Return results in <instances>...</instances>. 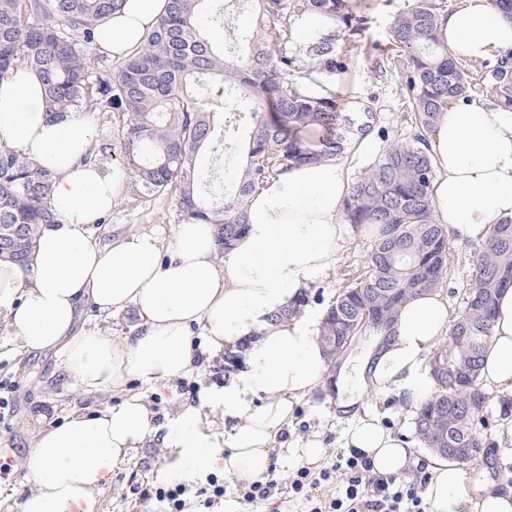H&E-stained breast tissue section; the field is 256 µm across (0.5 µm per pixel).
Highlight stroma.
<instances>
[{"mask_svg": "<svg viewBox=\"0 0 512 512\" xmlns=\"http://www.w3.org/2000/svg\"><path fill=\"white\" fill-rule=\"evenodd\" d=\"M409 0H370L371 21L364 39L346 43L341 51L346 59L345 70L330 75L328 81L338 95L351 102L370 104L377 115L378 125L365 140V149H353L342 157L350 179L362 177L378 160L386 139L403 137L412 129V114L403 103V96L394 73H379L376 58L385 45L387 30L394 15L407 6ZM249 115H241L236 123L225 126V136L237 144L235 153L223 157L206 152L203 166L217 169L224 182L233 181L241 169L243 149L250 133ZM186 220L175 198L142 202L135 200L129 187H122L111 212L97 216L91 228L101 247L113 241L140 233L172 234L177 224ZM368 237L365 232L346 227L343 242L336 250V262L325 272L311 277L307 287L318 294L309 310L322 314L327 302L333 300L339 287L353 280L364 270ZM138 325L133 307L107 317L94 309L83 312L79 328L112 336L130 335ZM58 358L54 353L25 351L16 338L7 318L0 316V396L8 398L13 412L0 421V455L10 460L8 478L0 479V512H20V505L31 491L27 476V461L38 415L64 419L75 409H104L119 405L126 393L143 391L159 426L171 424L179 413L180 404L188 400V388L201 391L223 388L229 381L224 376L223 357L199 363L190 374L171 379L163 386L141 389L139 383L125 390H105L93 394L71 388L61 378ZM339 396L331 398L326 389L295 399L288 425L273 443V454L285 448L304 447L310 438L321 441L325 453L323 462L343 454L344 440L352 424L351 418L336 412L337 400L357 399L358 407L377 414L384 425L394 432L412 433V410L399 391L377 392L368 385L351 381L341 373ZM489 427L485 432L490 446L486 459L478 469L496 482L512 481V396L489 395L485 407ZM166 449L146 445L135 450L126 462L117 467L104 485L100 512H159V503L133 494L141 484L152 486L174 481L167 469Z\"/></svg>", "mask_w": 512, "mask_h": 512, "instance_id": "obj_1", "label": "stroma"}]
</instances>
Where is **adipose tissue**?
<instances>
[{
	"instance_id": "obj_1",
	"label": "adipose tissue",
	"mask_w": 512,
	"mask_h": 512,
	"mask_svg": "<svg viewBox=\"0 0 512 512\" xmlns=\"http://www.w3.org/2000/svg\"><path fill=\"white\" fill-rule=\"evenodd\" d=\"M164 5L126 0L100 27L98 50L126 57ZM440 36L453 54L486 60L512 47V23L493 0H462L442 18ZM90 140L83 117L48 116L43 85L29 68L0 80V142L54 173L51 205L58 216L43 227L27 269L0 261V314L25 350L60 351L64 374L85 390H117L132 381L156 387L189 372L193 326L203 328L205 352L218 355L336 260L349 184L346 168L335 160L290 168L253 193L250 229L224 260L216 258L212 225L193 219L176 225L166 244L144 233L101 248L88 226L111 211L118 185L84 163ZM431 149L437 222L458 240L483 241L493 222L512 215V112L479 102L451 104L435 125ZM128 306L141 321L136 335L86 334L77 327L85 308L109 316ZM447 322L448 302L439 293L407 303L397 340L375 368L374 390L400 388L412 405L427 398L432 380L426 353ZM326 374L315 324L303 319L267 330L236 382L208 394L212 409L243 419L229 445H221L201 410L187 403L173 425L158 432L136 395L105 411L73 412L60 423L39 417L28 458L33 489L21 512H99L98 492L112 471L154 437L173 455L177 475L191 478L220 465L228 474L262 476L292 400L320 387ZM482 380L487 389L512 392V287L498 297ZM260 393L264 402L253 405ZM345 448L382 476L402 473L416 453L412 439L389 432L368 411L348 431ZM430 469L428 494L436 512H512V486L484 483L473 503L468 470L437 457Z\"/></svg>"
}]
</instances>
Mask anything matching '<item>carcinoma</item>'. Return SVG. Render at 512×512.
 Masks as SVG:
<instances>
[{
  "label": "carcinoma",
  "instance_id": "carcinoma-1",
  "mask_svg": "<svg viewBox=\"0 0 512 512\" xmlns=\"http://www.w3.org/2000/svg\"><path fill=\"white\" fill-rule=\"evenodd\" d=\"M125 2L0 0V80L18 66L36 71L54 118L68 112L122 117L116 146L92 148L84 160L95 163L107 150H119L135 195L174 196L187 217L214 225L218 257L249 229L247 200L259 185L296 165L337 160L356 136L373 130L371 107L363 108L366 121L357 123L330 87L296 75L289 51L294 20L326 17L331 27L315 29L304 53L321 73L345 69L337 44L360 40L369 24L356 0H249L253 22L239 36L243 49L233 53L204 32L212 0H167L156 25L118 65L91 63L87 47ZM444 13L443 0H413L388 29L383 61L396 74L415 127L386 145L343 201L345 221L367 229L370 238L365 270L328 302L319 325L333 376L361 348L362 374L372 377V352L396 342L402 307L441 289L450 272V232L437 223L430 195L436 176L430 137L439 115L477 95L512 112V48L493 63L451 57L439 38ZM215 90L232 111L253 119L246 165L234 190L223 194L207 188L199 163L201 151L225 147L206 108ZM54 180L50 169L0 143V257L21 269L42 227L58 223L51 206ZM511 284L512 216H502L473 256L448 339L430 353L435 392L413 409L415 438L442 458L448 446L488 448L481 370L497 296ZM309 302V292L300 289L266 317L267 325L299 318Z\"/></svg>",
  "mask_w": 512,
  "mask_h": 512
}]
</instances>
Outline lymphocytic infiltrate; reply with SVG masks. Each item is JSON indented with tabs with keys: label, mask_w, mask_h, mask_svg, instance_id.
Here are the masks:
<instances>
[{
	"label": "lymphocytic infiltrate",
	"mask_w": 512,
	"mask_h": 512,
	"mask_svg": "<svg viewBox=\"0 0 512 512\" xmlns=\"http://www.w3.org/2000/svg\"><path fill=\"white\" fill-rule=\"evenodd\" d=\"M430 477L417 469L412 478L372 473L357 455L337 456L329 465L297 468L287 483L274 474L240 483L236 497L253 507L277 503L280 494L300 501L303 512H430L425 489Z\"/></svg>",
	"instance_id": "1"
}]
</instances>
